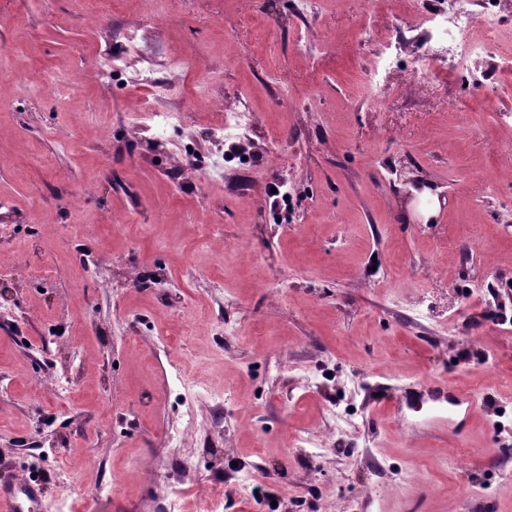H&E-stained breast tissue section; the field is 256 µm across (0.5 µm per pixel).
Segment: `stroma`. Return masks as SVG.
I'll return each mask as SVG.
<instances>
[{"label": "stroma", "mask_w": 512, "mask_h": 512, "mask_svg": "<svg viewBox=\"0 0 512 512\" xmlns=\"http://www.w3.org/2000/svg\"><path fill=\"white\" fill-rule=\"evenodd\" d=\"M291 2L0 0V481L44 474L47 512H512V96L423 46L358 93L437 0ZM203 76L240 134L192 109ZM424 378L475 393L445 448L393 409ZM144 115L147 117H143ZM127 116L134 122L153 128L158 135L162 136L165 135L169 127L179 124L182 121L183 113L180 111H170L156 112L146 115L143 110L131 109ZM143 119L146 121L143 122Z\"/></svg>", "instance_id": "35a3bbf8"}]
</instances>
